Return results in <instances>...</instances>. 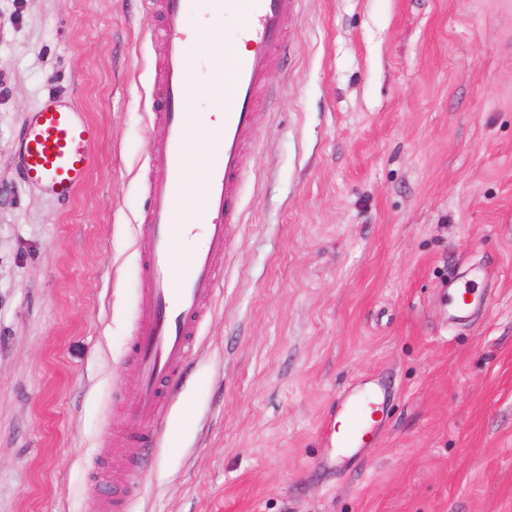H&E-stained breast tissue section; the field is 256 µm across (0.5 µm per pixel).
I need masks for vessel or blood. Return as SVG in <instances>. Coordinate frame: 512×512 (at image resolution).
I'll use <instances>...</instances> for the list:
<instances>
[{
    "label": "vessel or blood",
    "instance_id": "1",
    "mask_svg": "<svg viewBox=\"0 0 512 512\" xmlns=\"http://www.w3.org/2000/svg\"><path fill=\"white\" fill-rule=\"evenodd\" d=\"M157 12L151 35L161 37L166 56L158 77L154 123L148 145L167 168L164 179L149 189L144 222L148 245L141 257L152 282L129 347L136 391L125 403L129 443L157 445L159 424L197 351V336L207 314L206 304L224 288L221 262L228 252L232 225L242 223L238 187L242 152L253 129L265 92V77L287 45L285 17L290 0H209L216 17L237 19L236 35L248 51L225 56L223 66H210V84L217 94L208 109L222 115L212 140L214 157L202 175L205 191L196 221L182 215L180 200L192 190L187 175L188 137L194 124L186 103L191 94L193 60L201 37L193 23V0H144ZM99 131L85 112L64 96H47L32 112L19 134L21 182L62 203L69 202L86 181L94 164L91 144ZM204 234L206 249L187 264L177 260V244ZM480 301L466 288L448 292V317L462 319ZM348 427L336 434L334 446L345 452L363 443L382 411L376 393L349 392L343 397Z\"/></svg>",
    "mask_w": 512,
    "mask_h": 512
}]
</instances>
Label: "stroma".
<instances>
[{
	"mask_svg": "<svg viewBox=\"0 0 512 512\" xmlns=\"http://www.w3.org/2000/svg\"><path fill=\"white\" fill-rule=\"evenodd\" d=\"M137 0H0V512H512V0H301L245 147L224 288L152 465L126 468L153 75ZM101 135L67 204L22 187L48 92ZM491 307L449 324L448 284ZM380 439L319 467L340 394Z\"/></svg>",
	"mask_w": 512,
	"mask_h": 512,
	"instance_id": "obj_1",
	"label": "stroma"
}]
</instances>
